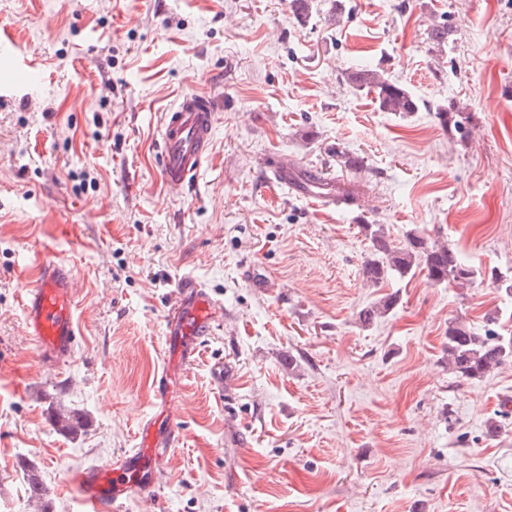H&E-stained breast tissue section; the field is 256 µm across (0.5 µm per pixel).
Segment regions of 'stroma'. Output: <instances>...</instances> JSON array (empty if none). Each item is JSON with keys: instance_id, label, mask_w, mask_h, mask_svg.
<instances>
[{"instance_id": "stroma-1", "label": "stroma", "mask_w": 512, "mask_h": 512, "mask_svg": "<svg viewBox=\"0 0 512 512\" xmlns=\"http://www.w3.org/2000/svg\"><path fill=\"white\" fill-rule=\"evenodd\" d=\"M0 38L40 78L0 74V512H77L64 471L134 447L187 275L221 324L176 376L183 442L159 501L127 512H512V415L487 427L512 362L467 380L444 352L454 320L480 332L494 315L512 336V298L420 266L371 285L362 230L512 275V0H313L304 20L289 0H0ZM361 68L418 111H381L348 79ZM188 90L224 109L175 197L156 143ZM271 155L354 203L310 205ZM47 256L72 271L83 336L55 373L20 305Z\"/></svg>"}]
</instances>
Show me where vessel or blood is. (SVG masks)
<instances>
[{
	"instance_id": "1",
	"label": "vessel or blood",
	"mask_w": 512,
	"mask_h": 512,
	"mask_svg": "<svg viewBox=\"0 0 512 512\" xmlns=\"http://www.w3.org/2000/svg\"><path fill=\"white\" fill-rule=\"evenodd\" d=\"M223 107L217 96L189 91L166 112L160 128V174L173 192H181L198 176L213 143L217 114ZM270 169L296 195L323 204L335 200V191L319 192L323 172L303 179L293 176L287 159L274 160ZM25 328L34 340L44 367L67 366L81 340L76 318V291L69 267L55 260L39 265L33 283L22 298ZM220 307L194 278L179 281L177 296L166 315L165 367L155 386L159 414L142 420L136 446L112 461L67 470L66 487L82 512H125L135 497L157 493L156 477L166 455L182 441L174 411L175 370L192 363L213 334Z\"/></svg>"
}]
</instances>
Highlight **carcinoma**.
I'll return each instance as SVG.
<instances>
[{"instance_id":"cac0c4a2","label":"carcinoma","mask_w":512,"mask_h":512,"mask_svg":"<svg viewBox=\"0 0 512 512\" xmlns=\"http://www.w3.org/2000/svg\"><path fill=\"white\" fill-rule=\"evenodd\" d=\"M349 80L374 92L380 109L385 112L418 110L416 100L404 87L389 82L376 70H356ZM362 230L370 242V257L364 264L363 276L374 286L393 275H409L420 263L424 264L427 278L438 285L453 283L464 288L482 277L447 244L431 242L413 230L406 234L401 246L395 245L377 224H364ZM395 304V296H385L378 305L362 309L359 319L369 324L376 314L388 312ZM444 352L456 374L466 379H480L504 362L512 361V336L504 338L492 329L479 333L454 321L448 325Z\"/></svg>"}]
</instances>
